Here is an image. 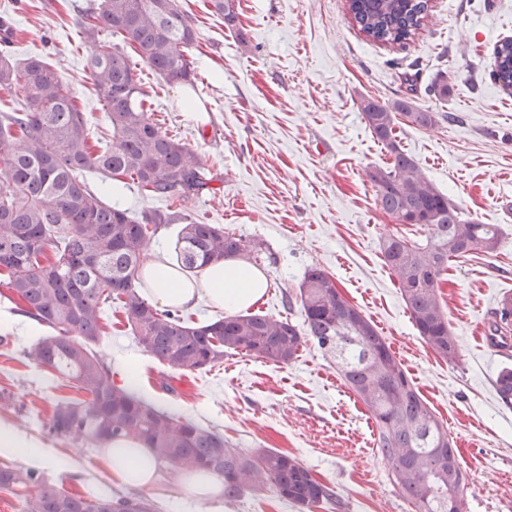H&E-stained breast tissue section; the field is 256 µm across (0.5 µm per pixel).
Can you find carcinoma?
<instances>
[{
    "label": "carcinoma",
    "instance_id": "carcinoma-1",
    "mask_svg": "<svg viewBox=\"0 0 512 512\" xmlns=\"http://www.w3.org/2000/svg\"><path fill=\"white\" fill-rule=\"evenodd\" d=\"M210 10L228 25L236 22L235 0H209ZM354 22L369 39L406 44L423 28L431 0H348ZM81 34L95 41L103 31L129 45L159 75L189 81L195 75L189 48L195 41L191 19L178 0H100L85 16ZM497 81L512 89V39L496 46ZM133 57L117 44H104L87 58L96 97L105 108L112 142L102 151L89 145L84 113L59 75L34 56L15 63L0 55V89L19 99V108L0 112V271L24 312L51 334L27 351L39 367L75 384L87 399L59 402L49 429L74 445L88 439L104 445L132 439L148 448L173 477L204 470L224 479V498L246 490H273L301 509L333 492L298 459L278 450L250 454L224 435L178 418L114 384L111 368L97 350L102 312L119 302L143 352L173 373L200 371L244 351L256 359L287 364L312 341L336 359L349 390L374 424L376 450L414 512H464L468 476L448 429L421 397L374 324L347 305L334 279L318 267L304 273L296 300L302 321L256 313L233 314L189 323L160 310L141 293L149 226L174 224L178 211L155 210L140 219L92 192L84 172L98 170L121 183L127 179L150 195L189 202L214 192L213 176L179 140L162 132L145 109L134 77ZM360 110L373 135L394 160L372 175L380 209L398 224H420L422 241L391 234L382 242L386 265L395 277L410 318L423 342L448 362L460 358L457 340L438 296L448 262L473 252L494 253L500 245L496 224L461 218L395 142V121L427 128L435 112L412 99L382 104L365 98ZM246 252L242 239L218 224L187 221L175 242L177 266L194 273ZM494 348H512V296H503L489 322ZM499 400L512 407V367L497 374ZM34 486L24 512H156L146 498H86L55 481L21 468H0V489Z\"/></svg>",
    "mask_w": 512,
    "mask_h": 512
}]
</instances>
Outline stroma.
Returning <instances> with one entry per match:
<instances>
[{
  "mask_svg": "<svg viewBox=\"0 0 512 512\" xmlns=\"http://www.w3.org/2000/svg\"><path fill=\"white\" fill-rule=\"evenodd\" d=\"M99 0H0V15L17 29L15 61L41 55L77 97L91 132L106 146L110 130L85 62L94 42L79 37L83 13ZM193 20L194 83L172 82L135 65L151 119L210 170L214 195L187 204L191 219L219 224L247 245L268 278L254 313L300 321L287 309L307 268L318 266L375 325L416 389L455 438L469 476L465 512H512V408L493 380L506 356L485 331L504 293L512 292V93L494 79V48L512 38V0H432L423 31L406 47L369 40L352 21L347 0H236L229 26L206 0H179ZM448 94L428 92L438 74ZM412 98L439 113L430 128L399 120L396 143L458 209L462 218L501 228L494 255L452 261L441 302L461 357H437L414 328L381 253L398 232L412 239L420 225L394 224L380 209L373 173L393 156L367 127L362 98ZM100 345L115 384L141 381L139 396L224 435L245 451L271 448L295 456L333 492L310 512H412L376 451L374 425L343 381L334 359L315 343L296 360L274 365L233 353L204 371L174 373L144 353L121 308H104ZM0 326V395L12 407L0 419L58 451L70 468L47 469L65 491L85 493L100 472V446L81 450L51 433L60 400L82 392L29 361L43 336ZM158 512H203L179 479L160 472L148 491Z\"/></svg>",
  "mask_w": 512,
  "mask_h": 512,
  "instance_id": "1",
  "label": "stroma"
}]
</instances>
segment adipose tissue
Instances as JSON below:
<instances>
[{
  "label": "adipose tissue",
  "instance_id": "adipose-tissue-1",
  "mask_svg": "<svg viewBox=\"0 0 512 512\" xmlns=\"http://www.w3.org/2000/svg\"><path fill=\"white\" fill-rule=\"evenodd\" d=\"M143 276L150 284L151 300L173 308L191 307L205 298L228 311H238L257 302L268 286L262 271L237 259L206 267L198 277L186 276L168 261L157 259L144 267ZM0 457L21 458L31 468L53 466L60 469L64 466L52 449L2 421ZM101 463L109 479L91 482V489L98 494L110 491L116 483L134 489L150 488L159 470L149 449L129 439L107 443L102 450Z\"/></svg>",
  "mask_w": 512,
  "mask_h": 512
}]
</instances>
